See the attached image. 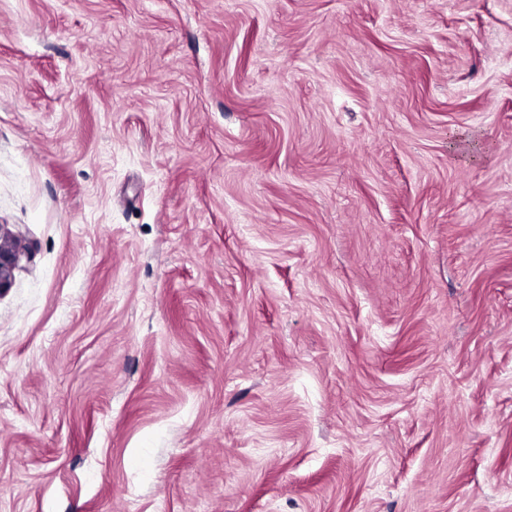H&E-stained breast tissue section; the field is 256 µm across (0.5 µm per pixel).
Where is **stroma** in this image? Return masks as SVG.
Instances as JSON below:
<instances>
[{"mask_svg":"<svg viewBox=\"0 0 512 512\" xmlns=\"http://www.w3.org/2000/svg\"><path fill=\"white\" fill-rule=\"evenodd\" d=\"M0 512H512V0H0ZM21 254L18 236L6 224H0V294L13 283L14 271Z\"/></svg>","mask_w":512,"mask_h":512,"instance_id":"1","label":"stroma"}]
</instances>
